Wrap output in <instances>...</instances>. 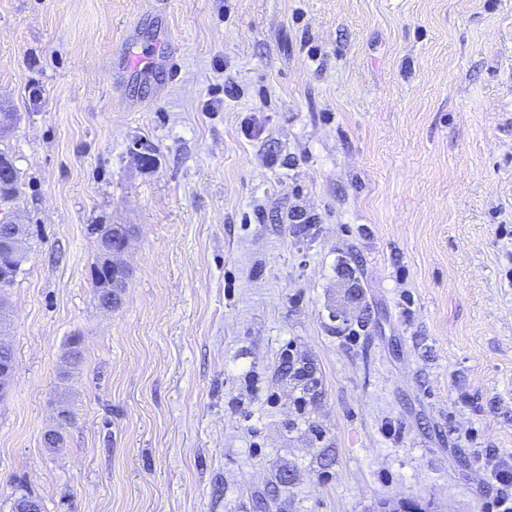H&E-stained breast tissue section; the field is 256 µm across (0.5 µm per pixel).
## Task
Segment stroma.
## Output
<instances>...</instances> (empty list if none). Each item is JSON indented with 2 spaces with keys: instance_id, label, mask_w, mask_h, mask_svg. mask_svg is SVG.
Segmentation results:
<instances>
[{
  "instance_id": "1",
  "label": "stroma",
  "mask_w": 512,
  "mask_h": 512,
  "mask_svg": "<svg viewBox=\"0 0 512 512\" xmlns=\"http://www.w3.org/2000/svg\"><path fill=\"white\" fill-rule=\"evenodd\" d=\"M129 32L177 47V78L113 92ZM0 113L30 230L0 512L20 483L44 512H492L512 0H0ZM99 224L133 231L109 311ZM54 428L47 431L44 437L45 444L50 448H58L63 440V432L74 425L69 407L59 402L54 408Z\"/></svg>"
}]
</instances>
